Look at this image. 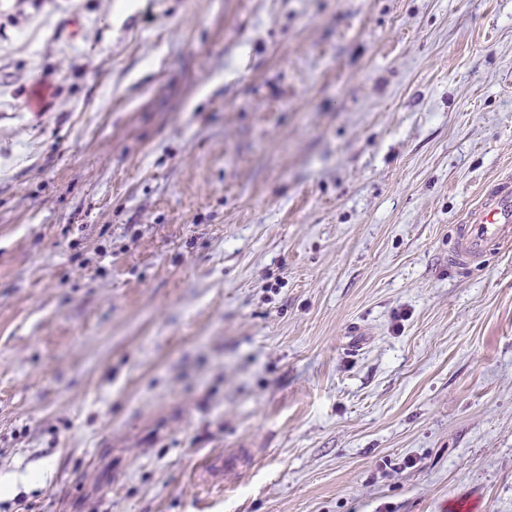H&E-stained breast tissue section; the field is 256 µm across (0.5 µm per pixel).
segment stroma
I'll list each match as a JSON object with an SVG mask.
<instances>
[{
    "instance_id": "35a3bbf8",
    "label": "stroma",
    "mask_w": 512,
    "mask_h": 512,
    "mask_svg": "<svg viewBox=\"0 0 512 512\" xmlns=\"http://www.w3.org/2000/svg\"><path fill=\"white\" fill-rule=\"evenodd\" d=\"M507 171L512 0H0V512H512ZM512 240V175L497 178L482 188L476 204L457 229L456 242L448 254L451 264L472 266L488 252Z\"/></svg>"
}]
</instances>
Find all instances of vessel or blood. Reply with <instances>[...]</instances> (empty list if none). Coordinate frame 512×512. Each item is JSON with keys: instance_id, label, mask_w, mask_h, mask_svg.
Returning a JSON list of instances; mask_svg holds the SVG:
<instances>
[{"instance_id": "b4317fda", "label": "vessel or blood", "mask_w": 512, "mask_h": 512, "mask_svg": "<svg viewBox=\"0 0 512 512\" xmlns=\"http://www.w3.org/2000/svg\"><path fill=\"white\" fill-rule=\"evenodd\" d=\"M512 241V175L482 188L476 204L464 215L456 242L448 255L451 264L472 266L488 252Z\"/></svg>"}]
</instances>
